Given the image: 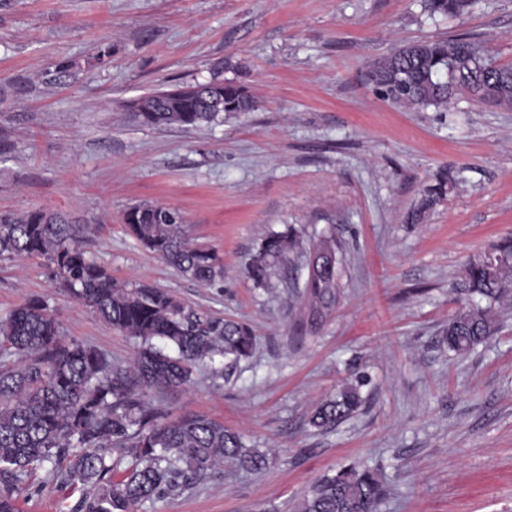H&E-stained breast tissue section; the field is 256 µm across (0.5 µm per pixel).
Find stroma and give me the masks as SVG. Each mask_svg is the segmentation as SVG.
Instances as JSON below:
<instances>
[{
	"mask_svg": "<svg viewBox=\"0 0 512 512\" xmlns=\"http://www.w3.org/2000/svg\"><path fill=\"white\" fill-rule=\"evenodd\" d=\"M459 36L512 65V0H473L454 17L420 0H0V213L90 225L87 254L119 283L153 284L257 336L224 381L198 366L163 403L243 434L267 468L223 465L142 512H295L317 480L358 461L385 477L379 512H512V307L473 350L441 343L466 303L467 263L512 238V111L465 97L406 109L367 78L404 43ZM103 47L110 63L96 59ZM217 71L257 109L189 129L145 127L126 110ZM442 178L443 196L419 211ZM136 202L179 209L190 243L221 257L223 282L146 251L121 221ZM288 228L337 246L339 302L316 325L304 288L271 295L245 274L256 244ZM29 298L65 340L132 362L133 340L59 288L44 260L0 258V317ZM358 374L365 405L311 427ZM86 492L40 469L18 512H71Z\"/></svg>",
	"mask_w": 512,
	"mask_h": 512,
	"instance_id": "stroma-1",
	"label": "stroma"
}]
</instances>
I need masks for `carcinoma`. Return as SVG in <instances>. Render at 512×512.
<instances>
[{
	"instance_id": "cac0c4a2",
	"label": "carcinoma",
	"mask_w": 512,
	"mask_h": 512,
	"mask_svg": "<svg viewBox=\"0 0 512 512\" xmlns=\"http://www.w3.org/2000/svg\"><path fill=\"white\" fill-rule=\"evenodd\" d=\"M469 0H425L432 14L459 15ZM511 66H490L481 41L458 37L405 44L374 63L368 73L383 96L397 105L439 108L459 95L501 108L512 107V83L493 95L483 84L506 76ZM258 102L234 80L173 86L128 103L148 127H199L222 116L253 112ZM123 223L147 250L180 274L214 286L224 280V263L213 250L192 245L179 211L149 203L125 210ZM88 227L67 223L43 209L0 214V257L44 258L59 287L89 306L112 328L135 341L132 364L124 366L98 349L66 343L40 299L27 300L0 318V512H16L17 496L31 474L47 470L64 484L95 488L76 512H139L169 495L192 490L217 464L246 472L266 468L268 457L246 445L241 434L205 415L172 416L150 393L180 388L202 364L217 383L224 367L250 358L252 327L215 317L148 283H118L90 259L81 242ZM297 245L291 230L271 233L257 244L246 267L253 286L268 291L292 269ZM308 318L317 322L335 309L336 263L311 262L304 284ZM465 290L486 305L458 311L443 332L448 349L462 354L491 334L498 308L512 295V240L469 262ZM359 375L336 397L319 405L309 423L331 429L363 405ZM387 495L382 474L349 466L320 479L298 504V512H379Z\"/></svg>"
}]
</instances>
